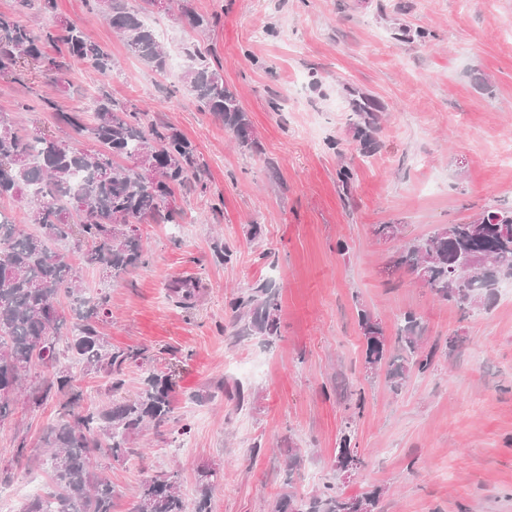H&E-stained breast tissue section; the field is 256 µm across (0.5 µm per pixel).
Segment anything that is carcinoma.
<instances>
[{"mask_svg":"<svg viewBox=\"0 0 512 512\" xmlns=\"http://www.w3.org/2000/svg\"><path fill=\"white\" fill-rule=\"evenodd\" d=\"M120 34L128 51L151 70L164 73L168 54L155 34L126 5V0H88ZM61 43L64 53L49 56L45 46ZM189 60L184 90L202 110L224 120L241 147L253 148L251 124L236 95L210 56L200 48H185ZM44 67L51 83L69 82L72 66L84 63L105 74L115 68L112 56L85 38L76 25L62 21L35 32L16 18L0 14V75L24 80L21 62ZM42 110L77 133L87 131L97 143L78 149L50 134L28 133L0 119V197L26 194L38 231L27 232L0 211V421L15 414L20 403L40 406L73 389L74 376L60 364L66 355L111 380L112 394L124 386L126 366L144 359L138 349L112 347L97 328L109 315L107 293H85L77 268L51 245L74 239L82 246L79 264L96 267L116 282L145 265L139 224L145 219L176 220L165 203L176 188L199 180L203 162L193 145L170 127L148 122L147 112L133 104L101 95L94 100L93 124L82 112H63L41 97ZM395 271H406L437 298L460 307H486L493 298L489 284L512 278V208H490L473 220L445 224L433 234L406 242L390 260ZM72 298L67 321L61 297ZM228 308L241 332L281 336L279 304L266 285L231 300ZM364 342L363 375L369 382L382 376L393 391L401 390L411 372L426 373L434 365L436 348L422 346L420 320L413 312L402 317L394 345L380 322L358 311ZM43 374L24 386L30 368ZM172 380L148 374L133 399L119 397L94 411L79 409L76 398L61 403L63 413L46 430L53 490L32 497L22 512H111L112 485L92 477L97 458L120 460L129 453L131 435L156 429L170 420ZM358 393L357 412L348 416L339 438L337 466L362 465L351 447L356 416L364 407ZM200 497L193 512H212L211 493L218 474L204 470ZM381 491L345 498L336 486H323L309 501L281 496L273 512H376ZM138 512H187L175 476L145 484Z\"/></svg>","mask_w":512,"mask_h":512,"instance_id":"1","label":"carcinoma"}]
</instances>
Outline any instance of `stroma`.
Segmentation results:
<instances>
[{"mask_svg": "<svg viewBox=\"0 0 512 512\" xmlns=\"http://www.w3.org/2000/svg\"><path fill=\"white\" fill-rule=\"evenodd\" d=\"M264 3L260 13L255 0L127 2L170 58L191 43L220 62L257 142L246 150L182 92V69L156 74L87 0H57L52 16L0 0V13L35 29L74 23L116 63L107 77L77 68L62 86L28 65L26 85L0 77V109L25 100L28 129L89 149L90 134L55 123L39 97L89 113L101 89L147 107L150 121L184 134L206 163L207 193L176 189V223L142 222L145 266L112 285L99 270L80 271L88 291L108 290L111 315L99 331L145 353L124 371L125 394L149 372L172 374L171 418L190 426L178 438L165 428L134 434L132 455L99 458L112 512H132L143 484L172 470L194 503L207 468L219 476L212 512H271L280 496L307 499L327 482L347 497L382 488L380 512H512V283L499 284L490 307L460 309L391 272L402 240L372 234L397 224L411 240L490 206L512 207V164L499 159L512 143V0ZM187 9L205 26H190ZM365 98L377 106L370 124L354 110ZM185 277L200 285L188 306L169 292ZM262 284L280 305L281 335L271 342L238 335L227 307ZM361 308L389 337L404 312L419 314L424 346L438 348L434 370L413 374L398 394L365 382ZM237 384L241 407L224 394ZM359 388L364 463L346 481L336 448ZM58 413L54 399L0 422L10 512H21L28 485L52 488L43 435ZM22 440L28 452L18 461Z\"/></svg>", "mask_w": 512, "mask_h": 512, "instance_id": "1", "label": "stroma"}]
</instances>
